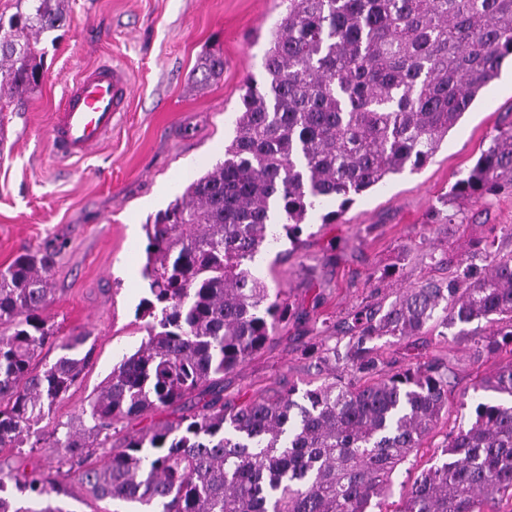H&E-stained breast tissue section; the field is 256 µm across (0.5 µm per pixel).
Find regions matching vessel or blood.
Returning <instances> with one entry per match:
<instances>
[{
  "label": "vessel or blood",
  "instance_id": "1",
  "mask_svg": "<svg viewBox=\"0 0 512 512\" xmlns=\"http://www.w3.org/2000/svg\"><path fill=\"white\" fill-rule=\"evenodd\" d=\"M133 92L128 70L105 61L83 69L64 91L50 125V144L62 160L86 157L127 112Z\"/></svg>",
  "mask_w": 512,
  "mask_h": 512
}]
</instances>
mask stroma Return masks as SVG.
Listing matches in <instances>:
<instances>
[{"label": "stroma", "mask_w": 512, "mask_h": 512, "mask_svg": "<svg viewBox=\"0 0 512 512\" xmlns=\"http://www.w3.org/2000/svg\"><path fill=\"white\" fill-rule=\"evenodd\" d=\"M282 0H69L64 27L41 36L45 79L24 111L0 113V270L24 252L53 258L50 300L43 312L58 335L83 334L93 359L79 381L39 425L76 421L123 354L147 335L136 314L146 296L142 276L149 218L188 182L224 159L247 77L263 79L270 30ZM221 49L224 72L201 82V56ZM117 59L134 84L120 123L84 159L57 160L49 150L50 118L67 81L85 66ZM512 125V65L478 95L435 155L418 171L393 176L355 198L312 211L298 241L263 247L256 271L269 287L286 289L300 315L224 376L234 403L267 397L328 376L304 355L330 322V343H346L345 328L360 307L384 309L405 289L455 274L459 255L490 261L512 255V239L490 236L512 225V193L479 202H446L459 173ZM339 211L336 223L324 213ZM383 349L402 368L438 357L454 371L448 411L393 475L384 506L393 512L419 471L438 462L449 432L474 418L471 396L481 377L512 363V351L474 360L465 336L431 330Z\"/></svg>", "instance_id": "obj_1"}]
</instances>
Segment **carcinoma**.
<instances>
[{
	"label": "carcinoma",
	"mask_w": 512,
	"mask_h": 512,
	"mask_svg": "<svg viewBox=\"0 0 512 512\" xmlns=\"http://www.w3.org/2000/svg\"><path fill=\"white\" fill-rule=\"evenodd\" d=\"M0 23V99L22 111L43 80L35 49L67 22V0H23ZM259 83L248 77L224 160L144 224L147 338L113 367L78 416L49 433L58 454L0 467V512H65L51 504L74 478L97 499L140 512H373L392 476L448 408L450 368L430 360L390 370L375 341L476 324L475 354L512 345V256L479 268L463 255L446 282H425L388 307L351 316L344 345L306 349L336 377L235 404L224 374L258 353L291 317L288 294L250 267L282 221L303 234L309 210L419 170L512 58V0H282ZM224 73V55L200 64ZM512 191V126L455 182L450 202ZM48 255L0 270V447L20 446L91 359L87 337L54 335ZM62 351L41 371L47 343ZM474 422L448 434L394 512H484L512 490V365L479 380ZM192 398V411L141 434L118 425Z\"/></svg>",
	"instance_id": "cac0c4a2"
}]
</instances>
